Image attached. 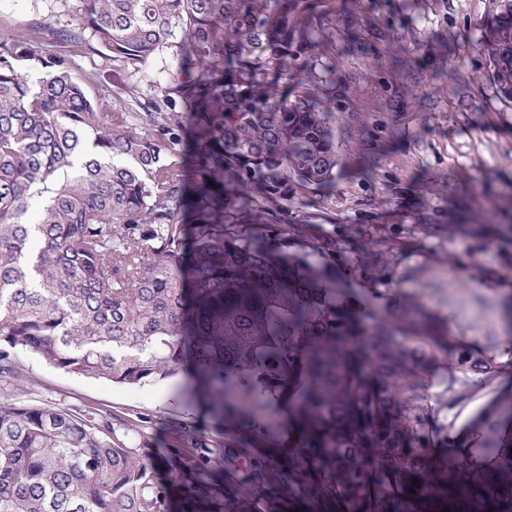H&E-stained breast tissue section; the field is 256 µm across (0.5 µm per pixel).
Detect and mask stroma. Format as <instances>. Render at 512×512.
Masks as SVG:
<instances>
[{
  "mask_svg": "<svg viewBox=\"0 0 512 512\" xmlns=\"http://www.w3.org/2000/svg\"><path fill=\"white\" fill-rule=\"evenodd\" d=\"M336 16V48L322 61L343 86L355 139L340 135L344 162L333 184L300 190L288 221L302 225L294 250H310L332 237L348 250L373 243L391 253L396 291L425 300L448 324L452 336L469 335L442 300L446 263L456 256L472 273L471 304H491L499 336L512 340V321L501 313L512 295V101L488 81L474 80L486 62L479 49L481 26L495 0H322ZM79 0H18L0 8V28L25 36L31 21L58 29L71 25ZM73 55L90 74L93 90H107L126 106V87L138 86L140 101L157 93L158 63L139 75L119 71L90 51ZM12 357L21 380L0 383V404L24 402L91 410L112 417L118 439L143 456L166 460L160 470L172 483L187 476L179 436L192 426L212 449L209 475L215 496L193 512H219L224 498L238 497L247 512H350L320 489V476L289 467L288 417L266 413L271 431L257 434L242 424L226 425L207 406L182 391L181 379L118 386L75 376L17 348ZM512 391V370L499 376L488 399L448 404V388L435 389L424 415L434 446L460 435L486 400Z\"/></svg>",
  "mask_w": 512,
  "mask_h": 512,
  "instance_id": "35a3bbf8",
  "label": "stroma"
}]
</instances>
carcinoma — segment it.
Listing matches in <instances>:
<instances>
[{
    "instance_id": "carcinoma-1",
    "label": "carcinoma",
    "mask_w": 512,
    "mask_h": 512,
    "mask_svg": "<svg viewBox=\"0 0 512 512\" xmlns=\"http://www.w3.org/2000/svg\"><path fill=\"white\" fill-rule=\"evenodd\" d=\"M70 28L0 31V382L28 349L76 376L136 386L178 375L218 415L288 414V455L336 467V501L378 512H512V408H486L442 446L457 472L410 501L431 461L422 414L396 385L427 391V307L402 297L378 311L307 252L288 250V204L331 183L345 95L318 49L336 44L319 0H80ZM67 44L126 71L172 51L143 112H120ZM498 94L512 100V0L481 33ZM193 114L195 183L186 189L183 113ZM41 207L29 214L32 201ZM372 294L392 282L389 252L352 258ZM459 363L512 366L448 344ZM157 481L153 462L112 436L97 412L0 404V512H171L206 497L212 466Z\"/></svg>"
}]
</instances>
